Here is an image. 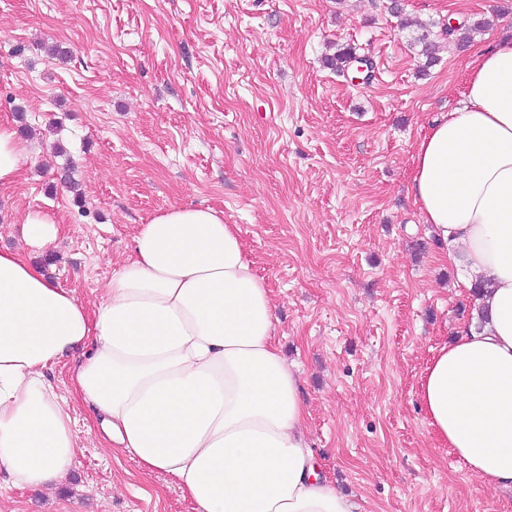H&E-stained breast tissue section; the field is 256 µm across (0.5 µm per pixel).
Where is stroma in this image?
Masks as SVG:
<instances>
[{"label": "stroma", "mask_w": 512, "mask_h": 512, "mask_svg": "<svg viewBox=\"0 0 512 512\" xmlns=\"http://www.w3.org/2000/svg\"><path fill=\"white\" fill-rule=\"evenodd\" d=\"M452 15L483 27L458 44ZM511 32L512 0H0V123L28 142L0 189V248L19 247L24 213L54 217L63 231L35 262L93 302L142 224L223 212L272 292L323 477L362 512H512L418 401L471 304L408 192L466 61ZM345 47L368 78L327 65ZM74 417L71 476L0 489V512H194L169 477L102 448L89 409Z\"/></svg>", "instance_id": "35a3bbf8"}]
</instances>
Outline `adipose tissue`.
<instances>
[{
	"label": "adipose tissue",
	"mask_w": 512,
	"mask_h": 512,
	"mask_svg": "<svg viewBox=\"0 0 512 512\" xmlns=\"http://www.w3.org/2000/svg\"><path fill=\"white\" fill-rule=\"evenodd\" d=\"M462 98L418 140L409 191L440 260L484 288L476 321L437 349L417 395L438 441L512 493V35L469 59ZM27 152L0 125V187ZM61 230L29 212L21 247L0 249V487L62 483L79 400L104 443L171 478L195 512H357L316 472L300 377L237 225L169 208L90 305L31 260ZM79 349L69 399L49 371Z\"/></svg>",
	"instance_id": "ef3b65f1"
}]
</instances>
